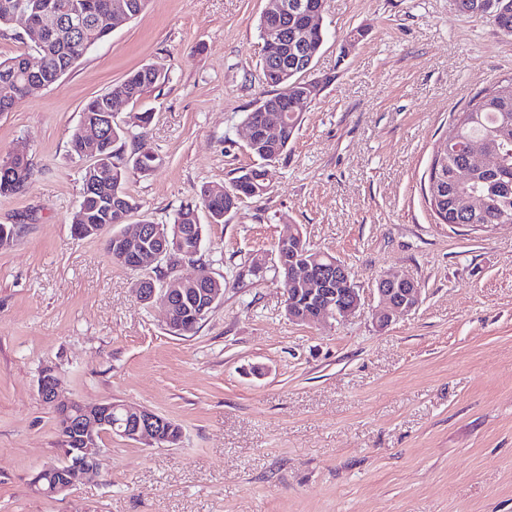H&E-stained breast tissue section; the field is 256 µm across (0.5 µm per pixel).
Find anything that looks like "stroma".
Here are the masks:
<instances>
[{
	"instance_id": "obj_1",
	"label": "stroma",
	"mask_w": 512,
	"mask_h": 512,
	"mask_svg": "<svg viewBox=\"0 0 512 512\" xmlns=\"http://www.w3.org/2000/svg\"><path fill=\"white\" fill-rule=\"evenodd\" d=\"M266 0H150L35 98L0 112V159L23 152L27 188L0 196V512H512V224H440L425 199L433 152L470 101L512 78V36L453 0H324L316 75L269 192L207 225L203 259L224 299L191 337L136 272L72 221L87 160L70 136L92 98L154 63L167 81L119 112L150 111L138 215L171 223L202 187L254 164L243 114L268 94ZM302 228L363 292L346 321L285 313L275 244ZM395 271L418 308L379 327L373 288ZM64 395L143 406L176 445L102 442V468L46 497L28 482L59 460L44 367Z\"/></svg>"
}]
</instances>
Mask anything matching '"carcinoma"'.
<instances>
[{
  "mask_svg": "<svg viewBox=\"0 0 512 512\" xmlns=\"http://www.w3.org/2000/svg\"><path fill=\"white\" fill-rule=\"evenodd\" d=\"M56 12L58 21L53 31L40 45L45 68L32 78L25 68L24 55L0 57V112H8L24 98H34L74 68L84 57L83 44L90 39L104 41L112 33V8L116 2L125 5L129 17L135 18L147 7L149 0H46ZM461 12L477 19L491 18L503 32L512 34V0H458ZM272 20L260 16L259 36L264 43L261 56L262 75L273 91L257 100L245 113L244 122L254 128L265 124L269 113L267 104L283 110L279 137L267 140L249 152L257 163L235 177L228 187H205L200 204L181 206L174 218L175 224H194L199 231L204 225L198 210L204 209L209 223L222 224L226 214L238 208L242 199H260L266 194L261 177L264 162H276L287 152L300 122V113L293 111V98L299 86L303 69L315 61L324 43L323 20H297L295 25L306 31V38L281 47L267 33ZM167 71L155 64L130 71L112 86V90L86 103L81 123L70 137L71 152L91 160L84 169L81 200L73 224H110L112 207L118 205L127 214L136 210L126 191L129 173L146 174L155 162L153 153L139 143L130 154H125V131L112 121V134L92 139L88 136L87 120L111 110L117 101L129 103L139 99L149 89L165 83ZM457 135L454 142L440 152L439 171L443 173L439 192L446 210L448 224H512V80L497 84L476 98L468 110L456 118ZM478 144L487 153L497 157V164L485 169L471 160L470 146ZM19 173L10 175L0 161V196L24 190L31 178V163L15 162ZM481 199L477 207L465 205L471 196Z\"/></svg>",
  "mask_w": 512,
  "mask_h": 512,
  "instance_id": "carcinoma-1",
  "label": "carcinoma"
}]
</instances>
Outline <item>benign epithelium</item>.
Instances as JSON below:
<instances>
[{"label":"benign epithelium","mask_w":512,"mask_h":512,"mask_svg":"<svg viewBox=\"0 0 512 512\" xmlns=\"http://www.w3.org/2000/svg\"><path fill=\"white\" fill-rule=\"evenodd\" d=\"M323 10V0L312 5L307 0H277L269 5L276 20L285 23L288 18H303L313 10ZM14 20L23 23L40 41L55 25L53 12L42 6L18 7L11 10ZM296 231L277 242V264L288 269V281L295 289L286 290L285 310L288 317L298 323L314 321H345L355 316L361 308V294L351 277L348 267L338 259L326 265H317L307 254L288 256L291 242L301 238ZM169 237L159 224H134L126 231L121 242V260L132 268L142 269L153 264L165 265L175 279H165L161 287L151 284L137 289L140 303L150 305L156 293H163L167 307L166 321H171L170 312L182 306L198 318L211 312L222 300V296L205 287L209 275L200 274L186 280L178 275L184 261L178 258L177 248L168 244ZM375 292L386 309L376 317L379 326L388 325L392 316L405 315L415 310L420 303L421 289L409 278L387 272L376 281ZM61 378L54 367L42 369L38 381L41 400L52 411L61 410L70 415L69 424L78 433L80 447L60 448L61 459L42 467L33 477L31 487L44 495H58L78 486L90 473L100 471V441L105 435H117L146 446H163L167 443L168 419L141 407L122 403H79L61 394ZM122 411L123 418L116 417Z\"/></svg>","instance_id":"benign-epithelium-1"}]
</instances>
